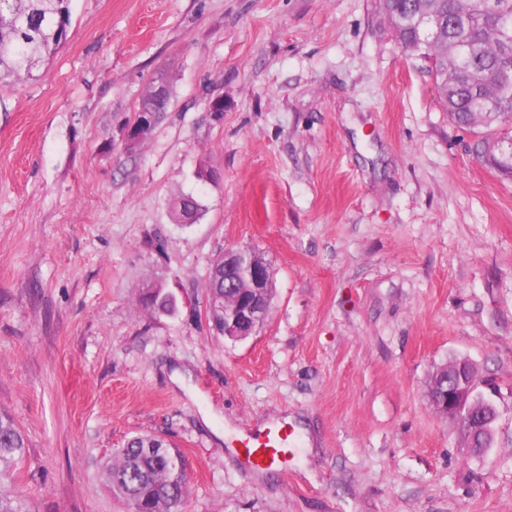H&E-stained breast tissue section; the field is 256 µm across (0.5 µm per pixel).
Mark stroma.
<instances>
[{"label": "stroma", "mask_w": 512, "mask_h": 512, "mask_svg": "<svg viewBox=\"0 0 512 512\" xmlns=\"http://www.w3.org/2000/svg\"><path fill=\"white\" fill-rule=\"evenodd\" d=\"M70 8L56 54L0 89V412L33 512H126L102 469L147 434L185 458L181 512H512V178L377 0ZM160 76L168 109L125 148ZM229 247L273 274L242 340L206 312ZM148 281L174 312L140 304ZM456 359L496 388L480 457L427 397ZM283 421L274 468L224 437Z\"/></svg>", "instance_id": "35a3bbf8"}]
</instances>
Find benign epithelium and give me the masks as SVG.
<instances>
[{"instance_id":"1","label":"benign epithelium","mask_w":512,"mask_h":512,"mask_svg":"<svg viewBox=\"0 0 512 512\" xmlns=\"http://www.w3.org/2000/svg\"><path fill=\"white\" fill-rule=\"evenodd\" d=\"M153 114L141 112L124 135L126 147L143 140L151 131ZM210 280L214 287L235 292L224 304L207 301V314L224 316V336L244 339L266 319L272 294L271 270L265 258L248 248H226L213 262ZM483 386L477 366L454 360L437 368L428 383L429 401L437 413L457 421L463 429V451L481 454L494 445L495 429L485 422L493 402L479 394Z\"/></svg>"}]
</instances>
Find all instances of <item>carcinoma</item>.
<instances>
[{
  "label": "carcinoma",
  "mask_w": 512,
  "mask_h": 512,
  "mask_svg": "<svg viewBox=\"0 0 512 512\" xmlns=\"http://www.w3.org/2000/svg\"><path fill=\"white\" fill-rule=\"evenodd\" d=\"M66 0H0V88L34 77L60 48L56 38ZM379 12L405 48H418L436 83L447 71L457 43L467 53L454 63L448 87L438 97L456 126L484 135L486 145L509 134L512 111V0H470L461 10L455 0H379ZM27 452L25 435L0 413V512H31L14 493L13 467ZM112 494L128 512H177L187 491L182 453L155 435L131 438L112 453L103 470Z\"/></svg>",
  "instance_id": "carcinoma-1"
}]
</instances>
